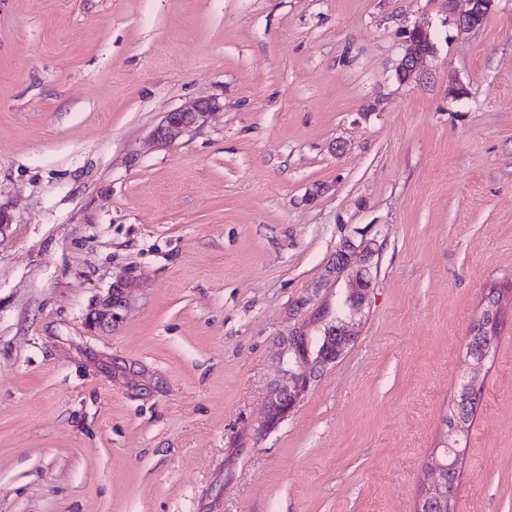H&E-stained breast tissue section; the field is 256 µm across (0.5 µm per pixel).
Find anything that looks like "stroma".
<instances>
[{"label": "stroma", "mask_w": 512, "mask_h": 512, "mask_svg": "<svg viewBox=\"0 0 512 512\" xmlns=\"http://www.w3.org/2000/svg\"><path fill=\"white\" fill-rule=\"evenodd\" d=\"M466 8L0 0V512H414L482 297L512 287V0L463 32ZM417 25L437 52L402 81ZM124 273L131 311L91 333ZM338 320L343 354L298 361ZM480 375L458 510L512 512L511 308ZM215 102L200 100L167 113L154 128L153 139L158 145H165L192 128L203 124L208 114L216 109ZM343 267L345 270L341 274H346V276L351 279L355 288H358V291L361 293V297L359 298L362 300L365 292L372 284V273L370 268L367 266L352 268L350 255L345 256ZM305 389L306 381L300 377H294L291 385H283L276 389L274 398L269 405L263 428L265 430L273 428L280 421L288 417V414L302 398Z\"/></svg>", "instance_id": "1"}]
</instances>
